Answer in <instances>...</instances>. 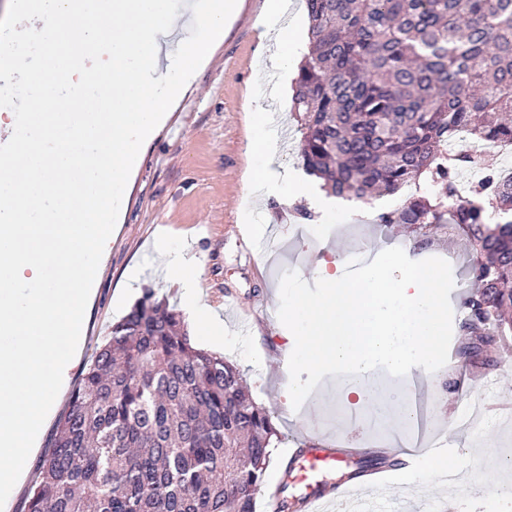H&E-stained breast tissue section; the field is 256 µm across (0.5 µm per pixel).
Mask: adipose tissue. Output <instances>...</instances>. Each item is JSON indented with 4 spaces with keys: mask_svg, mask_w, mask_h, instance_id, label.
I'll use <instances>...</instances> for the list:
<instances>
[{
    "mask_svg": "<svg viewBox=\"0 0 512 512\" xmlns=\"http://www.w3.org/2000/svg\"><path fill=\"white\" fill-rule=\"evenodd\" d=\"M252 123V153L260 162L253 181L267 196H280L283 187L265 174L275 158L268 118L257 112ZM156 251L164 259L166 276L182 284L188 321L200 323L209 342L221 346L224 323L201 304L198 295L200 258L165 243L157 244ZM347 260L340 252L315 259L311 275L320 286L319 294L294 295L287 309L299 324L290 340L289 359L313 371L335 373L339 388L383 407L388 398L376 392L377 372L429 369L444 354L448 271L417 266L405 255L393 253L349 278L343 273Z\"/></svg>",
    "mask_w": 512,
    "mask_h": 512,
    "instance_id": "adipose-tissue-1",
    "label": "adipose tissue"
}]
</instances>
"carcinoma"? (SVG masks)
Returning a JSON list of instances; mask_svg holds the SVG:
<instances>
[{
    "label": "carcinoma",
    "instance_id": "1",
    "mask_svg": "<svg viewBox=\"0 0 512 512\" xmlns=\"http://www.w3.org/2000/svg\"><path fill=\"white\" fill-rule=\"evenodd\" d=\"M292 112L306 172L340 197L412 185L379 224H458L482 257L467 307L512 309V177L452 148L512 145V0H306ZM500 218L491 224L494 218ZM275 435L237 368L149 289L112 324L37 463L25 512H255Z\"/></svg>",
    "mask_w": 512,
    "mask_h": 512
}]
</instances>
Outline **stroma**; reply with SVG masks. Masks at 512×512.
<instances>
[{
	"instance_id": "35a3bbf8",
	"label": "stroma",
	"mask_w": 512,
	"mask_h": 512,
	"mask_svg": "<svg viewBox=\"0 0 512 512\" xmlns=\"http://www.w3.org/2000/svg\"><path fill=\"white\" fill-rule=\"evenodd\" d=\"M238 18L200 69L191 86L145 151L137 158L119 212V222L104 249L99 274L91 289L83 325L80 357L68 373L67 390L80 383L95 347L109 335L144 289L179 306L181 286L166 278L163 261L153 248L155 237L170 236L202 259L200 283L204 302L224 322L234 344L224 357L240 371L253 399L267 408L278 433L276 451L264 477L265 487L279 478L283 451L305 439L333 438L342 428L330 419L343 398L331 377L307 371H282L279 355L295 332L276 310L288 304L289 287L316 293L305 271L306 253L318 247L348 253V276L369 260V247L404 252L420 265L451 266L455 284L448 291L451 366L440 375L452 401L480 397L492 386L496 397L512 398V329L502 328L491 349L463 358L457 353L464 338L463 299L476 293L473 252L465 238L444 227L387 226L378 213L398 207L399 197L361 202L340 199L324 208L327 193L319 179L304 170L298 154L297 123L290 111L291 81L279 59L277 32L282 24L306 21L303 0H292L287 20L267 17L264 0H242ZM261 104L288 132L277 152L273 177L285 189L300 188L311 198V219H299L292 205L256 195L245 179L254 158L248 107ZM266 354L267 368L252 359ZM295 380L307 396L288 397L284 384ZM461 473L447 498L428 502L393 469L384 491H363L379 500L381 493L403 497L407 512H512V498H501L497 486L512 481V421L486 418L478 439H456ZM494 474V484L470 493V484Z\"/></svg>"
}]
</instances>
